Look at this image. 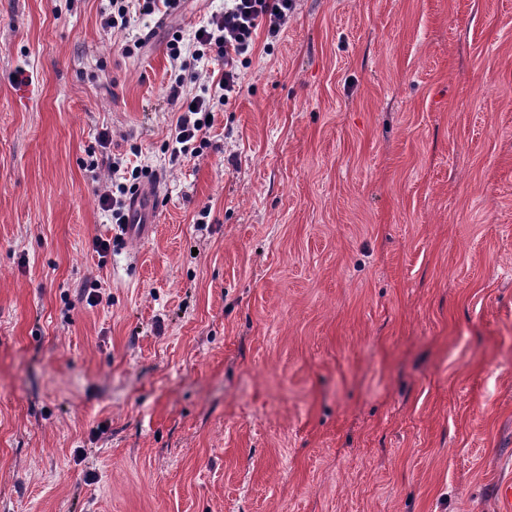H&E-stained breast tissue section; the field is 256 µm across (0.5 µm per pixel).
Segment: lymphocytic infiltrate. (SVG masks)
I'll return each mask as SVG.
<instances>
[{
  "label": "lymphocytic infiltrate",
  "mask_w": 512,
  "mask_h": 512,
  "mask_svg": "<svg viewBox=\"0 0 512 512\" xmlns=\"http://www.w3.org/2000/svg\"><path fill=\"white\" fill-rule=\"evenodd\" d=\"M295 0H224L222 11L213 13L208 23L199 27L191 46H184L181 34H173L168 43L175 77L169 86L170 102L180 114L164 145L171 161L199 156L207 147L210 117L216 106L228 104L233 93L242 88V70L251 62L253 35L259 25H267L270 35H277L294 9ZM180 0H110L111 12L106 24L127 29L135 14L152 15L158 10L173 11ZM223 61L219 73L206 72L209 58ZM147 169L112 166V183L99 202L115 223H129V201L138 190Z\"/></svg>",
  "instance_id": "obj_1"
}]
</instances>
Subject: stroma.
Returning a JSON list of instances; mask_svg holds the SVG:
<instances>
[{
    "label": "stroma",
    "mask_w": 512,
    "mask_h": 512,
    "mask_svg": "<svg viewBox=\"0 0 512 512\" xmlns=\"http://www.w3.org/2000/svg\"><path fill=\"white\" fill-rule=\"evenodd\" d=\"M108 4L0 0V512H498L512 0H295L176 165L166 44L224 0ZM181 0H111V12L106 18V25L115 29L126 30L131 26L134 14L131 9L134 7L135 14L150 16L160 11L159 4L162 3L166 12L174 11ZM149 170L133 167L121 170L119 162H112V183L99 198L101 208L110 212L115 224H124L123 234L135 241H144L149 236L153 224H132L129 218V201L138 190L140 180ZM115 221V222H114Z\"/></svg>",
    "instance_id": "stroma-1"
}]
</instances>
